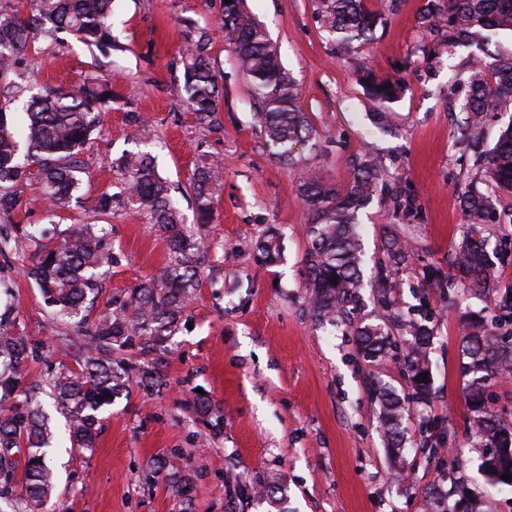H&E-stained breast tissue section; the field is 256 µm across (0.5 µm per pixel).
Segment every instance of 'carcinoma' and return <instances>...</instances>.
Instances as JSON below:
<instances>
[{
    "instance_id": "obj_1",
    "label": "carcinoma",
    "mask_w": 512,
    "mask_h": 512,
    "mask_svg": "<svg viewBox=\"0 0 512 512\" xmlns=\"http://www.w3.org/2000/svg\"><path fill=\"white\" fill-rule=\"evenodd\" d=\"M321 27L334 47L345 50L372 39L378 24L364 0H319ZM422 22L448 40L468 43L479 55L469 65L463 83L467 89L458 127L466 148L482 167L491 188L470 186L461 196L467 231L452 261L454 273L424 265L425 284L450 291L478 289L486 293L483 312L469 317L461 354L469 376L468 444L485 448L482 468L488 470L497 452L512 463V431L488 405L485 390L495 378L512 372V285L496 284L495 263L487 251L484 231L497 223L501 199L512 195V123L500 133L495 148L482 149L485 117L502 104H512V49H489L492 38L512 33V0H427ZM224 30L229 45L247 77L260 110L257 125L271 154L280 162L296 163L293 145L316 138L312 120L298 106L295 82L285 71L266 31L246 11L243 0L224 4ZM64 31L110 57L117 49L112 35V0H30V10L18 7L0 15V82L11 94L0 99V214H11L36 202H49V211L78 198L83 185L79 154L98 128L100 115L111 104L112 80L94 77L70 89L46 87L32 93L22 107L24 133L9 121L10 101L26 92L25 64L30 42ZM184 100L197 123L218 125L223 98L212 63L205 29L185 30L181 53ZM367 94L385 104L396 97V86L362 68ZM121 179L115 189L100 192L94 210L101 215L128 207L142 211L163 234L168 260L160 272L127 291L109 313L90 317L100 270L112 265V251L102 224H75L58 238L45 242L43 232L20 230L36 247L27 275L34 280L44 304L54 315L74 324L85 336L87 353L78 369L64 367L51 382L55 408L66 419L71 447L80 453L96 447L100 413L112 400L136 385L146 395L166 385L162 373L167 343L181 325L193 292L199 286L207 250L202 239L184 230L185 216L170 184L159 175L154 158L127 152L117 163ZM382 174L370 159L353 166L350 186L343 194L313 173L299 184L298 193L314 219L308 227L305 253L307 298L314 319L343 335L355 336L357 354L376 361L388 354L400 357L411 393L402 395L392 385L374 378L368 392L379 405V423L388 447L405 443L403 419L411 403L425 404L433 389L426 357L433 336L431 316L406 318L395 311V275L405 267L412 250L399 236L389 234L384 258L373 276L380 306L390 311L389 322L369 324L360 317L364 287L359 213L375 198ZM224 180L223 163L212 159L196 168L189 180L195 223L212 221L213 199ZM36 185L38 196L23 198L18 186ZM282 234L267 231L255 244L260 259L271 264L281 256ZM337 277V283L330 278ZM138 338L145 359L132 366L116 358ZM36 356L28 336L16 320L0 316V500L13 496L17 483L14 462L5 448L27 449L22 482L24 497L15 512H40L56 489L49 464L52 447L48 416L28 398H18L23 368ZM425 375L428 381L417 380Z\"/></svg>"
}]
</instances>
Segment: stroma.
<instances>
[{"mask_svg":"<svg viewBox=\"0 0 512 512\" xmlns=\"http://www.w3.org/2000/svg\"><path fill=\"white\" fill-rule=\"evenodd\" d=\"M426 3L365 0L380 17L373 39L343 50L327 42L316 0H244L276 45L317 130L315 145L297 147L294 167L273 158L254 124L257 104L228 44L224 0H114L120 48L108 59H97L66 33L36 43L27 59L28 86L68 88L99 69L111 75L116 98L82 151L87 196L51 216L36 206L0 218V229L29 225L57 234L73 224L105 225L113 260L100 276L95 310L167 259L146 214L91 210V196L112 184L122 153L135 149L139 128L148 131L145 149L159 173L179 186L202 161L217 156L224 163L213 221L193 229L209 246L208 260L183 325L168 342L165 387L153 396L135 389L116 399L93 453L54 449L58 486L43 512H435L439 503L428 493L447 470L483 490L476 512H512V489L489 487L479 452L466 442L461 337L465 312L479 310L484 297L467 288L448 297L423 285L424 264L450 266L465 232L460 197L475 176L456 127L464 97L458 81L475 49L448 47L424 27ZM189 21L205 28L222 78L216 129L198 124L183 101L180 56ZM364 65L399 82L398 98L384 106L372 101L360 81ZM380 111L391 121L378 128L372 116ZM365 157L383 174L359 216L365 271L374 273L385 235L396 232L418 255L398 275L397 306L408 316L421 305L433 314L432 398L412 411L410 441L396 457L384 446L366 378L377 375L407 390L400 361L366 363L351 337L318 329L305 290L313 215L297 186L310 168L346 189L353 164ZM500 212L486 232L487 249L496 252L498 279L507 285L512 250L499 248L512 242V205L502 204ZM271 227L282 233L284 249L266 265L246 247ZM33 252L23 241L0 255V310L12 307L37 348L24 388L50 409L56 431L64 419L51 410L47 380L59 367H75L85 338L57 320L25 278ZM202 397L222 413L220 429L199 412ZM428 423L449 435L454 455L433 457L417 447ZM156 463L162 469L155 474ZM261 484L282 491L279 504L252 494Z\"/></svg>","mask_w":512,"mask_h":512,"instance_id":"stroma-1","label":"stroma"}]
</instances>
